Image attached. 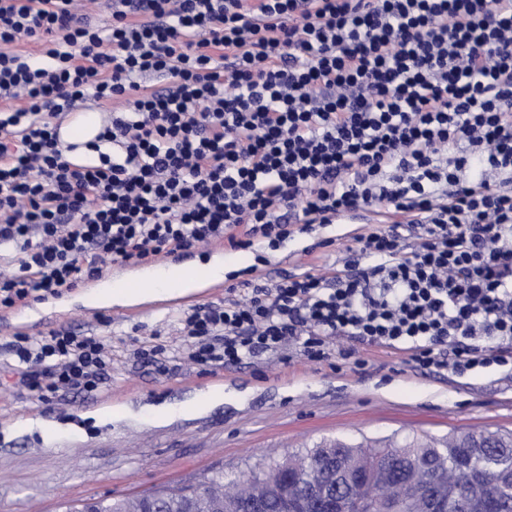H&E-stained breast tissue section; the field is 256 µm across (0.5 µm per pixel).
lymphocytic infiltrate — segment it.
I'll return each mask as SVG.
<instances>
[{
    "label": "lymphocytic infiltrate",
    "mask_w": 512,
    "mask_h": 512,
    "mask_svg": "<svg viewBox=\"0 0 512 512\" xmlns=\"http://www.w3.org/2000/svg\"><path fill=\"white\" fill-rule=\"evenodd\" d=\"M87 2L0 0L1 312L106 263L274 249L383 203L344 263L182 312L186 358L317 362L342 336L512 373V0H106L104 28ZM90 98L120 109L76 163L58 127ZM8 351L37 403L112 370L104 336Z\"/></svg>",
    "instance_id": "lymphocytic-infiltrate-1"
}]
</instances>
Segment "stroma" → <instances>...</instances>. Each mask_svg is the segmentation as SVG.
Instances as JSON below:
<instances>
[{
    "label": "stroma",
    "mask_w": 512,
    "mask_h": 512,
    "mask_svg": "<svg viewBox=\"0 0 512 512\" xmlns=\"http://www.w3.org/2000/svg\"><path fill=\"white\" fill-rule=\"evenodd\" d=\"M354 225L339 222L259 253L225 249L239 264L220 299L254 265L263 283L342 263ZM81 285L61 299L64 317L30 328L111 337L112 371L91 396L65 394L36 404L0 384V512H63L72 499L119 497L215 474L233 479L259 460L302 452L324 439L351 443L413 436L512 431V376L432 373L406 353L376 349L365 366L334 343L327 360L295 350L212 369L175 361L179 308L146 296L134 312L92 304ZM156 336L169 370L140 362L134 339Z\"/></svg>",
    "instance_id": "35a3bbf8"
}]
</instances>
